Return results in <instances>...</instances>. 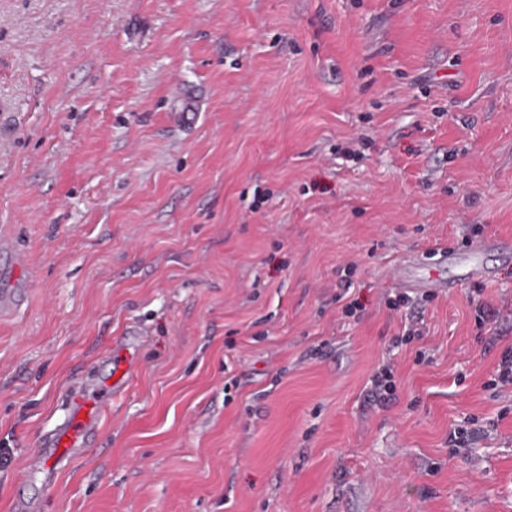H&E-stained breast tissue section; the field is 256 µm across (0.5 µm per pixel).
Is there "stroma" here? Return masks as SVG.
<instances>
[{"label":"stroma","mask_w":512,"mask_h":512,"mask_svg":"<svg viewBox=\"0 0 512 512\" xmlns=\"http://www.w3.org/2000/svg\"><path fill=\"white\" fill-rule=\"evenodd\" d=\"M478 233L512 0H0V512H512V260L393 280ZM73 399L96 436L30 469ZM412 264L413 263L410 262L399 270L400 281L405 288L415 291L434 293L437 288H448L449 291L450 288H456L458 286L448 283L447 287L446 283L442 279L433 275L415 278L409 273L410 268L413 267ZM493 389H498L500 392L512 390V348L503 350L498 363L496 376L492 381Z\"/></svg>","instance_id":"obj_1"}]
</instances>
